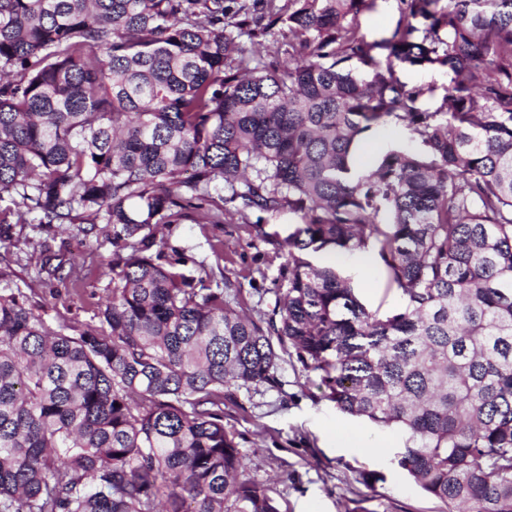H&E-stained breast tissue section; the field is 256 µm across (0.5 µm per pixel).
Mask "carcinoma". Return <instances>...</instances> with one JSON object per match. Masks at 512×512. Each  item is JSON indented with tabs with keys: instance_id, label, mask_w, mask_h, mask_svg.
Here are the masks:
<instances>
[{
	"instance_id": "1",
	"label": "carcinoma",
	"mask_w": 512,
	"mask_h": 512,
	"mask_svg": "<svg viewBox=\"0 0 512 512\" xmlns=\"http://www.w3.org/2000/svg\"><path fill=\"white\" fill-rule=\"evenodd\" d=\"M402 2L369 41L375 0H0V238L106 224L113 246L96 328L0 290V512H280L224 409L288 345L341 413L408 434L398 466L448 512H512V0ZM276 33L296 63L248 55ZM410 68L446 69L437 110ZM388 125L420 150L358 171ZM252 210L298 219L250 225L287 253L257 320L156 237ZM369 249L384 318L313 261ZM398 0H377L373 9L360 16L361 31L370 41L389 36L403 21L404 13ZM258 216H263L268 219L265 225V230L269 233L278 232L279 239H282L288 235L289 230L292 229V225L297 223V218L288 212L281 213L277 217L269 218L268 215L253 211L249 213V219L251 222H255Z\"/></svg>"
}]
</instances>
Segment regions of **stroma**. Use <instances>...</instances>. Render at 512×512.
Wrapping results in <instances>:
<instances>
[{
  "label": "stroma",
  "mask_w": 512,
  "mask_h": 512,
  "mask_svg": "<svg viewBox=\"0 0 512 512\" xmlns=\"http://www.w3.org/2000/svg\"><path fill=\"white\" fill-rule=\"evenodd\" d=\"M399 0H377L360 16L368 40L390 35L402 22ZM401 79L407 87L423 89V107L437 108L448 84L445 70L411 69ZM12 240L0 242V289L21 288L47 323L68 319L88 327L99 323L98 307L107 297L112 266V239L84 235L79 225H55L30 234L13 229ZM168 247L185 251L211 270L215 279L229 277L243 285L239 307L253 317L270 312L281 286L280 272L287 256L275 245L255 238L240 220L224 224L185 221L162 229ZM223 241V254L213 246ZM75 261L85 283L84 296L70 292L69 281L37 273L27 256L39 246ZM366 257H341L339 264L352 281L361 303L372 312L387 314L400 306V297L382 266H366ZM278 383L240 389L242 410H227L224 425L235 435L248 473L270 487L281 512H448L447 506L426 495L400 469L394 456L405 443L404 433L342 414L326 396L316 372L296 357H282ZM358 429L376 451L362 455L345 447L338 435ZM376 477L372 486L361 473Z\"/></svg>",
  "instance_id": "obj_1"
}]
</instances>
